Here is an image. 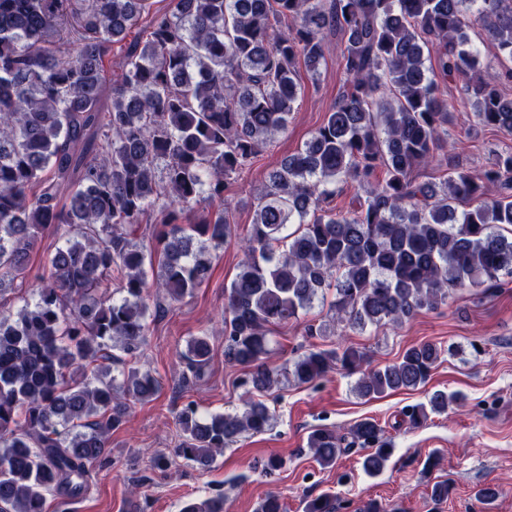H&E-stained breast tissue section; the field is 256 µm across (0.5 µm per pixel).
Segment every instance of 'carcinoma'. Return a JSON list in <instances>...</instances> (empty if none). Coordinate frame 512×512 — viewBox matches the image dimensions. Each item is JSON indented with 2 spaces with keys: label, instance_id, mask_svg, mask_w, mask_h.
<instances>
[{
  "label": "carcinoma",
  "instance_id": "1",
  "mask_svg": "<svg viewBox=\"0 0 512 512\" xmlns=\"http://www.w3.org/2000/svg\"><path fill=\"white\" fill-rule=\"evenodd\" d=\"M0 0V291L26 284L29 253L49 229L51 253L33 298L0 308V512H59L86 495L91 468L108 459L131 404L154 399L158 380L110 374L112 349L144 342L150 289L178 302L208 272L206 252L228 237L230 181L288 128L300 93L299 62L315 72L326 33L345 39L344 90L304 147L273 171L257 198L239 272L224 289V361L248 369L243 408L177 416V457L207 466L272 415L254 392L281 380L314 382L340 364L360 370L347 347L266 362L273 328L327 300L333 322L364 330L401 326L460 288H500L512 277V152L473 174L444 152L454 113L512 136V98L480 75L468 35L512 62V0ZM140 28L136 36L133 29ZM126 44L107 78L106 53ZM464 81V96L447 84ZM434 164L440 185L418 180ZM358 206L336 210L347 187ZM68 202L59 205L61 190ZM203 199L224 209L182 223ZM163 214L160 249L133 241ZM157 268L151 282L145 265ZM122 297H112V273ZM445 349L425 341L394 363L361 370L357 390L379 397L426 383ZM195 379L211 360L207 335L184 355ZM464 396L437 390L409 415L419 428ZM354 441L377 475L394 453L373 419ZM320 427L307 446L323 469L344 449ZM449 479L432 484L448 500ZM180 512H224V496L193 498ZM255 512H284L269 493Z\"/></svg>",
  "mask_w": 512,
  "mask_h": 512
}]
</instances>
